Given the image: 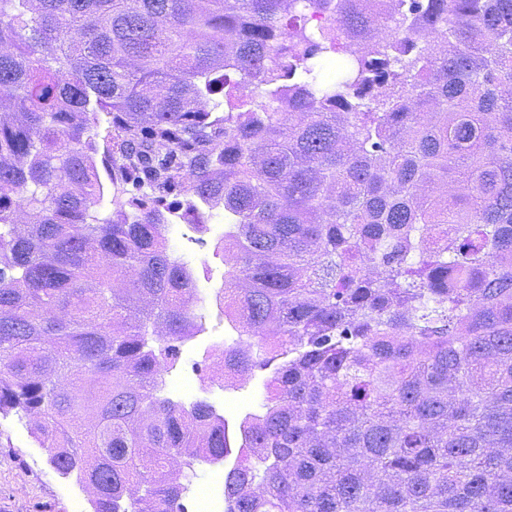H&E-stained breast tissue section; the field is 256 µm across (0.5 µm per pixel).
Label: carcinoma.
<instances>
[{
    "label": "carcinoma",
    "instance_id": "cac0c4a2",
    "mask_svg": "<svg viewBox=\"0 0 512 512\" xmlns=\"http://www.w3.org/2000/svg\"><path fill=\"white\" fill-rule=\"evenodd\" d=\"M6 99L0 414L93 512H177L172 453L231 447L157 396L194 320L171 196L223 206L275 345L235 512H512V0H0Z\"/></svg>",
    "mask_w": 512,
    "mask_h": 512
}]
</instances>
